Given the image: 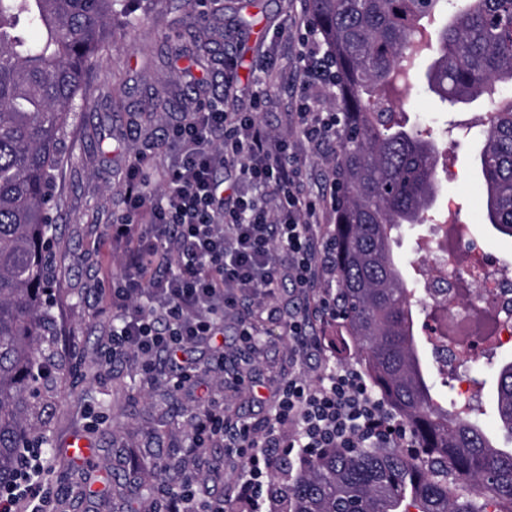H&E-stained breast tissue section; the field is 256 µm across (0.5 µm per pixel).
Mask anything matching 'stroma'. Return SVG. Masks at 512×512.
Masks as SVG:
<instances>
[{"mask_svg":"<svg viewBox=\"0 0 512 512\" xmlns=\"http://www.w3.org/2000/svg\"><path fill=\"white\" fill-rule=\"evenodd\" d=\"M207 16L192 24L195 0H131L135 22L114 20L109 36L86 72V104L72 129L62 164L54 172V219L58 244L53 253L56 279L54 314L62 357H76L79 373L59 383L48 409L47 455L41 485L49 495L47 512H128L112 483L123 449L162 450L196 476V495L235 504L241 476L236 449L215 442L205 455L190 447L188 412L200 397L224 412L225 422L245 420L263 426L272 414L275 395L292 376L307 380L325 368H349V352L335 350L332 324H318L322 352L307 362L294 359L283 319L262 318L256 347L243 342L238 313L224 320L222 347L201 341L187 357L194 376L165 356L155 359L154 376H146L136 358L112 361L107 356L112 319V291L121 287L123 270L112 262L101 274L104 244L112 226L127 213L123 190L136 153L151 162L142 176L161 181V169L176 154L164 144L165 131L184 112L221 100L228 112H254L270 129L283 132L297 111L302 85L299 69L300 19L307 0H207ZM234 59L238 90L224 92V61ZM124 79L128 94L114 109L111 85ZM411 123L434 128L438 147L452 177H440L437 205H454L469 234L484 249L512 264V242H503L484 217L485 197L477 164L480 140L463 135L457 123L484 111L482 102L447 110L416 78L403 101ZM512 360V349L481 360L471 370L480 384L474 401L495 443L512 446L500 429L495 410L496 364ZM85 438L94 453L98 479L86 488L77 475H66L72 438Z\"/></svg>","mask_w":512,"mask_h":512,"instance_id":"35a3bbf8","label":"stroma"}]
</instances>
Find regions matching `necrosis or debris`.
<instances>
[{"label":"necrosis or debris","instance_id":"4bbe7bcc","mask_svg":"<svg viewBox=\"0 0 512 512\" xmlns=\"http://www.w3.org/2000/svg\"><path fill=\"white\" fill-rule=\"evenodd\" d=\"M462 224L434 225L418 264L422 288L448 275V358L476 364L482 354L512 345V269L481 250L461 254Z\"/></svg>","mask_w":512,"mask_h":512}]
</instances>
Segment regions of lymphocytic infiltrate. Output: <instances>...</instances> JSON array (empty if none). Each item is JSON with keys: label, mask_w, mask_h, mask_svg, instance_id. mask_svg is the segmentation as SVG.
<instances>
[{"label": "lymphocytic infiltrate", "mask_w": 512, "mask_h": 512, "mask_svg": "<svg viewBox=\"0 0 512 512\" xmlns=\"http://www.w3.org/2000/svg\"><path fill=\"white\" fill-rule=\"evenodd\" d=\"M302 62L308 94L287 136L216 100L167 129L180 153L162 187L140 178V162L131 164L125 193L136 216L112 227L126 280L112 293L118 311L112 356L133 355L147 370L161 353L184 363L190 345L223 335L224 318L240 298L268 310L285 283L315 295L312 306L285 322L296 353L312 348L310 329L332 293L335 247L322 233L319 201L304 187L298 148L320 151L342 127L330 106L335 84L318 40L307 43ZM281 425L292 426L288 438L278 433ZM234 436L250 451L237 485L240 502L255 501L273 463L269 449L285 446L306 459L325 448L413 442L353 369L329 370L315 383L289 378L278 392L273 425L260 433L242 422Z\"/></svg>", "instance_id": "1"}]
</instances>
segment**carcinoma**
Instances as JSON below:
<instances>
[{
	"label": "carcinoma",
	"mask_w": 512,
	"mask_h": 512,
	"mask_svg": "<svg viewBox=\"0 0 512 512\" xmlns=\"http://www.w3.org/2000/svg\"><path fill=\"white\" fill-rule=\"evenodd\" d=\"M316 31L336 64L343 137L336 150V288L332 317L372 387L412 432L415 447L325 448L294 474L271 512H512V449L498 447L480 410L435 390L419 353L412 297L393 259L392 232L422 224L437 198L438 149L429 129L399 112L398 68L431 21L430 92L454 104L482 97L493 122L479 168L485 218L512 240V0H310ZM126 0H0V490L16 481L20 449L48 443L45 413L59 359L45 254L53 229L54 171L84 103L86 65ZM498 422L512 437V361L498 367ZM134 469L193 474L129 453Z\"/></svg>",
	"instance_id": "obj_1"
}]
</instances>
